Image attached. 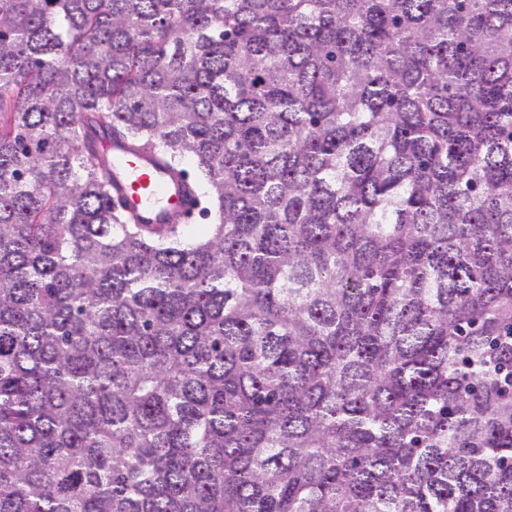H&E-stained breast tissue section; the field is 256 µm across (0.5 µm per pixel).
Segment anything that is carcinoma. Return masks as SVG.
<instances>
[{
    "label": "carcinoma",
    "mask_w": 512,
    "mask_h": 512,
    "mask_svg": "<svg viewBox=\"0 0 512 512\" xmlns=\"http://www.w3.org/2000/svg\"><path fill=\"white\" fill-rule=\"evenodd\" d=\"M0 512H512V0H0ZM97 153L111 165L113 198L135 224H184L195 211L189 179L156 150L107 136L98 141Z\"/></svg>",
    "instance_id": "1"
}]
</instances>
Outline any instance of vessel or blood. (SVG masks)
Returning <instances> with one entry per match:
<instances>
[{
	"mask_svg": "<svg viewBox=\"0 0 512 512\" xmlns=\"http://www.w3.org/2000/svg\"><path fill=\"white\" fill-rule=\"evenodd\" d=\"M97 153L112 170V196L137 224H182L196 209L189 179L169 168L153 149L104 137Z\"/></svg>",
	"mask_w": 512,
	"mask_h": 512,
	"instance_id": "b4317fda",
	"label": "vessel or blood"
}]
</instances>
